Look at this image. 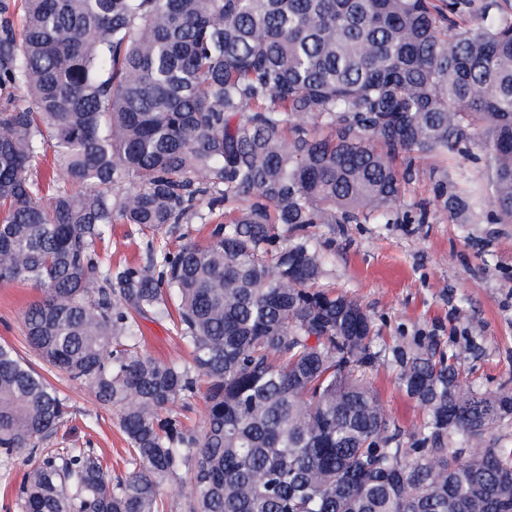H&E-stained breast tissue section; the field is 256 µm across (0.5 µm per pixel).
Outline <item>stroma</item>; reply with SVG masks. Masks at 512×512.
I'll return each instance as SVG.
<instances>
[{
	"instance_id": "35a3bbf8",
	"label": "stroma",
	"mask_w": 512,
	"mask_h": 512,
	"mask_svg": "<svg viewBox=\"0 0 512 512\" xmlns=\"http://www.w3.org/2000/svg\"><path fill=\"white\" fill-rule=\"evenodd\" d=\"M442 171L452 181L466 172L476 184L481 162L452 156L420 166L405 188L400 211L427 208L425 223L317 225L315 233L329 255L324 282L358 301L383 341L411 346L420 340L462 350L464 387L512 388V224L492 223L483 211L455 216L432 208L434 182ZM40 297L33 286L0 283V342L16 346L38 369L43 363L27 347L21 320ZM139 324L141 351L189 362L187 345L168 324L150 318ZM49 378L74 408L53 449H93L112 476H125L128 444L118 411L100 409L94 396L64 373ZM369 381L398 428L408 429L419 419L421 410L400 389L394 367L378 363Z\"/></svg>"
}]
</instances>
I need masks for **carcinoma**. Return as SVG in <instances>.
<instances>
[{"label": "carcinoma", "mask_w": 512, "mask_h": 512, "mask_svg": "<svg viewBox=\"0 0 512 512\" xmlns=\"http://www.w3.org/2000/svg\"><path fill=\"white\" fill-rule=\"evenodd\" d=\"M0 0V282L43 291L27 345L120 411L133 470L48 445L69 399L0 343V461L26 455L19 512H512V391L459 396L461 354L374 349L324 287L316 224L398 223L415 162L481 152L477 193L512 223V12L483 0ZM205 242L172 250L193 221ZM146 238L112 270V225ZM169 321L191 361L137 350ZM423 411L407 431L378 361ZM203 395L198 427L173 410ZM368 380L379 394L384 412L398 428L407 430L419 419L421 410L400 389L394 367L380 361ZM162 493L169 506L167 512H183L179 504L189 496L190 488L186 483L170 481L164 484Z\"/></svg>", "instance_id": "obj_1"}]
</instances>
